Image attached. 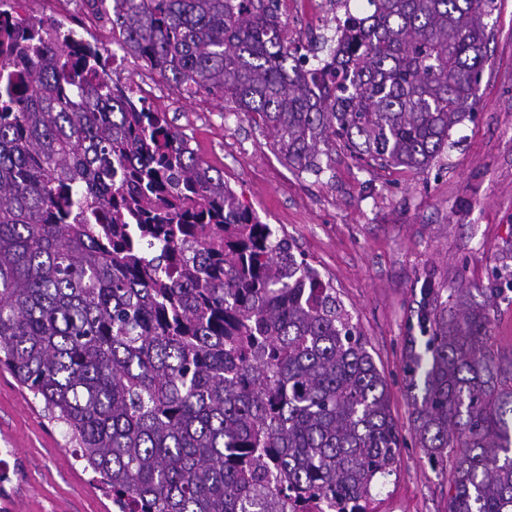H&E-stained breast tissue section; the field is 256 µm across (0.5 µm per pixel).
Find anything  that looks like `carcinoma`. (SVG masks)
<instances>
[{
	"instance_id": "1",
	"label": "carcinoma",
	"mask_w": 512,
	"mask_h": 512,
	"mask_svg": "<svg viewBox=\"0 0 512 512\" xmlns=\"http://www.w3.org/2000/svg\"><path fill=\"white\" fill-rule=\"evenodd\" d=\"M345 8L322 69L279 0H113L120 46L214 94L315 175L331 139L421 171L473 117L495 0ZM480 308L421 311L414 432L455 457L448 512H512V356ZM66 427L119 512H367L403 437L352 316L96 46L0 10V367Z\"/></svg>"
}]
</instances>
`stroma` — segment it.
I'll list each match as a JSON object with an SVG mask.
<instances>
[{
  "label": "stroma",
  "instance_id": "35a3bbf8",
  "mask_svg": "<svg viewBox=\"0 0 512 512\" xmlns=\"http://www.w3.org/2000/svg\"><path fill=\"white\" fill-rule=\"evenodd\" d=\"M65 27L96 44L113 83L175 116L199 157L222 170L240 202L284 228L295 252L335 288L387 379L404 445L380 479L370 512H448L452 461L415 443L405 365L421 339L426 289L455 301L459 288L498 289L491 342L512 353V0H496L474 117L422 171L379 167L331 144L323 172L288 166L266 130L219 96L189 97L119 46L109 0H73ZM0 512H112V494L76 460V446L42 400L0 368Z\"/></svg>",
  "mask_w": 512,
  "mask_h": 512
}]
</instances>
